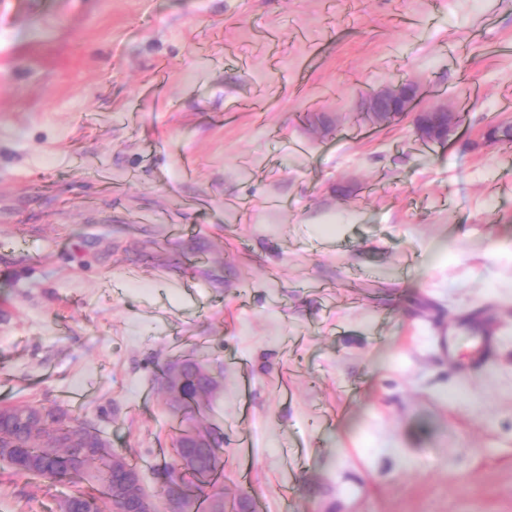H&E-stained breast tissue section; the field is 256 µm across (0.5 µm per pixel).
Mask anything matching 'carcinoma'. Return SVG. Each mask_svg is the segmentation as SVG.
<instances>
[{"instance_id":"1","label":"carcinoma","mask_w":512,"mask_h":512,"mask_svg":"<svg viewBox=\"0 0 512 512\" xmlns=\"http://www.w3.org/2000/svg\"><path fill=\"white\" fill-rule=\"evenodd\" d=\"M182 402L186 409L199 405L208 395L199 374L186 367L182 377ZM31 406L0 409V458L5 459L18 474H35L52 480L78 476L92 484L97 494L78 492L62 499L61 512H108L112 509V455L116 449L94 427L78 424L69 419L61 427L63 414L54 408H43L45 420L36 430L21 431L17 419ZM184 449L177 447L165 463L162 474L181 490L184 508L196 509L197 500L208 503L213 509L216 502L224 501V491L219 488L224 472L219 443L211 440L208 448L198 452L196 465L180 467Z\"/></svg>"}]
</instances>
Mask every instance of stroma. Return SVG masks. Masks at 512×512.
<instances>
[{
    "instance_id": "35a3bbf8",
    "label": "stroma",
    "mask_w": 512,
    "mask_h": 512,
    "mask_svg": "<svg viewBox=\"0 0 512 512\" xmlns=\"http://www.w3.org/2000/svg\"><path fill=\"white\" fill-rule=\"evenodd\" d=\"M502 43L512 0H0V407L96 426L159 497L192 352L226 512H512ZM437 101L463 122L425 146ZM480 309L466 376L435 336ZM75 491L0 460V512ZM416 98L417 87L413 84L384 87L366 99L364 112L372 119H377V116L396 109L407 112ZM479 341L472 350L467 362L460 366L462 373L480 370L487 367L495 357L494 339L485 328L478 326Z\"/></svg>"
}]
</instances>
